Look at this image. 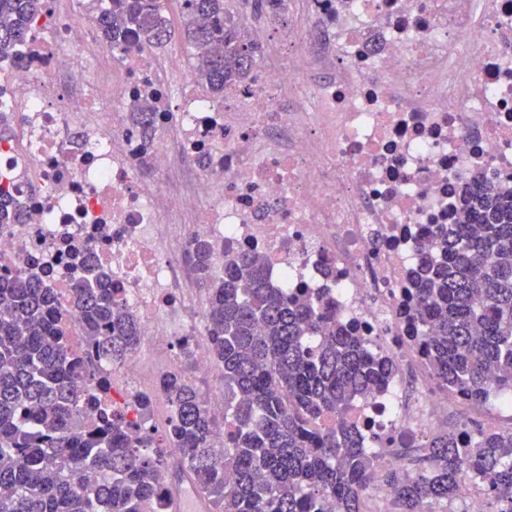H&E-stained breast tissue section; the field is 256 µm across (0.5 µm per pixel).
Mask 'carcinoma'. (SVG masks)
<instances>
[{
	"label": "carcinoma",
	"mask_w": 512,
	"mask_h": 512,
	"mask_svg": "<svg viewBox=\"0 0 512 512\" xmlns=\"http://www.w3.org/2000/svg\"><path fill=\"white\" fill-rule=\"evenodd\" d=\"M179 2L196 79L222 95L248 76L256 45L224 16V0ZM44 8V0H0L1 58L30 40ZM100 27L114 47L129 30L151 50L174 37L164 0H120ZM132 119L150 137L149 108ZM23 219L19 198L1 189L0 224ZM421 249L414 319L438 383L474 404L492 386L512 391V189L475 178L457 222L435 226ZM190 258L224 375V449L209 447L216 419L182 373L156 385L177 410L161 443L75 385L94 371V357L121 360L140 343L106 272L88 270L74 289L80 331L94 349L84 356L69 345L52 288L34 275L0 276V512L167 510L174 455L177 475L196 486L209 512H364L378 474L398 512H433L467 481L498 512H512V429L439 432L415 449L413 473L380 466L346 417L385 386L392 365L322 301L273 286L259 255L231 256L218 281L207 243L196 242Z\"/></svg>",
	"instance_id": "obj_1"
}]
</instances>
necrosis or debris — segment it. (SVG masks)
I'll list each match as a JSON object with an SVG mask.
<instances>
[{"instance_id":"1","label":"necrosis or debris","mask_w":512,"mask_h":512,"mask_svg":"<svg viewBox=\"0 0 512 512\" xmlns=\"http://www.w3.org/2000/svg\"><path fill=\"white\" fill-rule=\"evenodd\" d=\"M111 6L48 0L19 57L0 59V186L25 203L23 223L0 225V274L53 288L80 351L73 290L87 268L109 273L164 361L101 358L94 380L150 431L175 409L160 397L142 413L138 394L215 368L189 305L195 241L216 269L259 254L273 285L322 295L392 363L349 415L380 461L441 431L470 401L435 383L406 289L473 175L512 188V0H282L249 78L220 99L134 33L91 39ZM145 97L149 141L127 112Z\"/></svg>"}]
</instances>
